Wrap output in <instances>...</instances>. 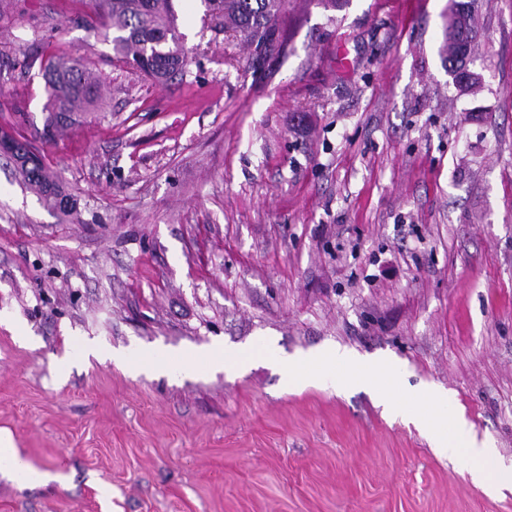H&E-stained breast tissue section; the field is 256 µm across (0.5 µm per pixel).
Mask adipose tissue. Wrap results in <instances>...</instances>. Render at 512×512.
Here are the masks:
<instances>
[{"instance_id": "obj_1", "label": "adipose tissue", "mask_w": 512, "mask_h": 512, "mask_svg": "<svg viewBox=\"0 0 512 512\" xmlns=\"http://www.w3.org/2000/svg\"><path fill=\"white\" fill-rule=\"evenodd\" d=\"M278 358L275 348L265 346L251 351L231 352L221 347L195 353L193 364L208 369L242 368L257 361L273 362ZM291 369L283 380L289 390L303 388L310 383H324L337 378V370H344L345 388L370 389L378 404L392 408L393 388L402 373L400 364L390 358L360 360L334 347L321 348L293 357ZM402 422L427 430L435 448L462 454L471 461L469 477L484 492L497 497L512 492V462L499 463L487 469L486 462L494 457L493 448L478 440L472 425L458 413L442 390L433 391L428 406L407 403L399 412ZM0 477L21 486L47 487L60 481L59 473L39 470L23 462L10 440L0 438Z\"/></svg>"}]
</instances>
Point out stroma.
I'll list each match as a JSON object with an SVG mask.
<instances>
[{
    "label": "stroma",
    "instance_id": "35a3bbf8",
    "mask_svg": "<svg viewBox=\"0 0 512 512\" xmlns=\"http://www.w3.org/2000/svg\"><path fill=\"white\" fill-rule=\"evenodd\" d=\"M188 59L117 62L90 0H11L0 128L68 188L61 212L0 158V436L61 483L0 478V512H512L361 389L287 366L134 375L115 350L336 346L392 356L397 397L443 387L512 460V0H478L457 89L449 0H292L288 54L172 0ZM101 107L46 141L50 58ZM102 359L57 364L74 345Z\"/></svg>",
    "mask_w": 512,
    "mask_h": 512
}]
</instances>
